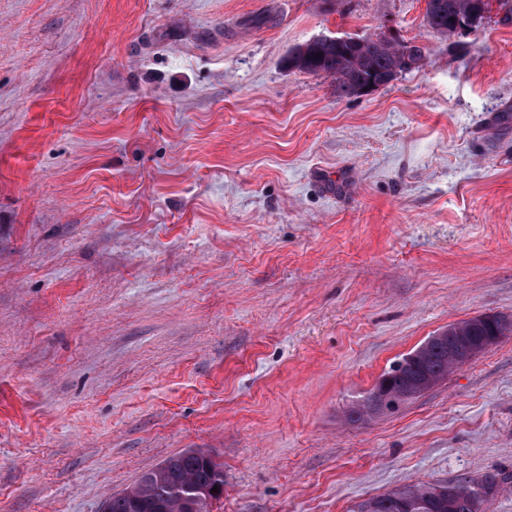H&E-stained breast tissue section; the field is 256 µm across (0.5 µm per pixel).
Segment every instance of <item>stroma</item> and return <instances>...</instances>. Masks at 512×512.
I'll use <instances>...</instances> for the list:
<instances>
[{
  "mask_svg": "<svg viewBox=\"0 0 512 512\" xmlns=\"http://www.w3.org/2000/svg\"><path fill=\"white\" fill-rule=\"evenodd\" d=\"M425 0H0V512H101L187 450L210 512L512 474V335L350 421L449 324L512 318V21ZM387 30L359 98L288 68ZM425 23L436 35L452 40L463 37L479 27L492 12L493 1L501 10L512 13L510 0H425ZM475 16L471 27L469 20ZM455 19V22L451 21ZM470 27V29H469ZM469 31V32H468Z\"/></svg>",
  "mask_w": 512,
  "mask_h": 512,
  "instance_id": "obj_1",
  "label": "stroma"
}]
</instances>
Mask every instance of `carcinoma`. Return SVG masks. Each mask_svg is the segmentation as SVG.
Wrapping results in <instances>:
<instances>
[{
  "label": "carcinoma",
  "instance_id": "obj_1",
  "mask_svg": "<svg viewBox=\"0 0 512 512\" xmlns=\"http://www.w3.org/2000/svg\"><path fill=\"white\" fill-rule=\"evenodd\" d=\"M512 13V0H426L425 23L436 35L445 39L464 36L470 18L480 26L490 17L493 4ZM406 40L389 39L380 33L363 37L354 44L320 38L307 43L305 56L298 57L295 68L333 78L341 97L359 96L362 82L403 72ZM461 333L474 342L488 336L512 333V321L500 315L493 320H462ZM453 367L448 364V350L433 343L421 361L395 376L391 389L402 396L405 404L424 395L448 377ZM512 477L479 479L451 484L422 483L400 486L383 495L359 502L353 512H403V508L426 502L432 512H482V504L493 495L499 483ZM224 486V468L209 454L189 449L176 453L143 472L136 483L106 498L102 512H208V505L218 499L213 487ZM452 488L453 496L438 494V487Z\"/></svg>",
  "mask_w": 512,
  "mask_h": 512
}]
</instances>
